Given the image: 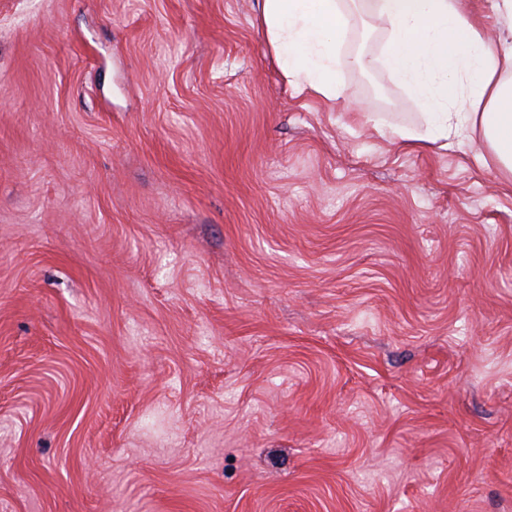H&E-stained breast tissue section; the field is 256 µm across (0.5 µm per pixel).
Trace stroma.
Returning <instances> with one entry per match:
<instances>
[{"label": "stroma", "instance_id": "stroma-1", "mask_svg": "<svg viewBox=\"0 0 512 512\" xmlns=\"http://www.w3.org/2000/svg\"><path fill=\"white\" fill-rule=\"evenodd\" d=\"M352 20L0 0V512H512V183Z\"/></svg>", "mask_w": 512, "mask_h": 512}]
</instances>
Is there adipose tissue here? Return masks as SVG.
Returning a JSON list of instances; mask_svg holds the SVG:
<instances>
[{"mask_svg": "<svg viewBox=\"0 0 512 512\" xmlns=\"http://www.w3.org/2000/svg\"><path fill=\"white\" fill-rule=\"evenodd\" d=\"M503 33L491 47L470 22L463 0H257L256 23L288 85L335 102L341 65L367 67L364 56L341 58L351 14L386 22L379 64L424 109L401 142L436 144L481 138L489 160L512 177V0H493Z\"/></svg>", "mask_w": 512, "mask_h": 512, "instance_id": "adipose-tissue-1", "label": "adipose tissue"}]
</instances>
